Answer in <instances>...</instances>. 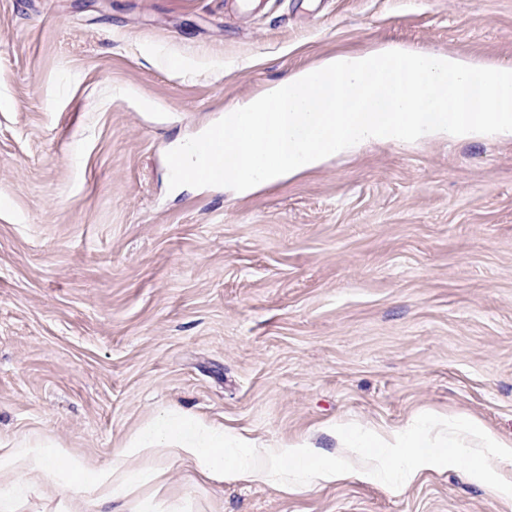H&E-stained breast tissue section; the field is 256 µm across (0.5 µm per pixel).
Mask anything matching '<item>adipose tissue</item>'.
<instances>
[{
	"label": "adipose tissue",
	"instance_id": "1",
	"mask_svg": "<svg viewBox=\"0 0 512 512\" xmlns=\"http://www.w3.org/2000/svg\"><path fill=\"white\" fill-rule=\"evenodd\" d=\"M335 432L372 461V468L363 474L366 480L393 477L403 484L425 469L461 468L496 494L512 496V484L495 481L490 466L494 459L512 462V444L500 441L476 418L444 420L425 415L389 434L353 424L336 426ZM171 459L194 465L206 475L220 473L228 480L251 479L279 489L284 486L279 476L288 469L299 470L314 485L343 476L334 457L308 443L257 448L224 427L173 411L160 412L139 428L110 466L91 468L49 441L26 439L0 454V472L40 470L50 479H61L78 497L95 496L113 502V512H125L122 501L130 485L145 474L162 477L164 463Z\"/></svg>",
	"mask_w": 512,
	"mask_h": 512
}]
</instances>
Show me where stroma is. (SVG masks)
Returning a JSON list of instances; mask_svg holds the SVG:
<instances>
[{
	"instance_id": "obj_1",
	"label": "stroma",
	"mask_w": 512,
	"mask_h": 512,
	"mask_svg": "<svg viewBox=\"0 0 512 512\" xmlns=\"http://www.w3.org/2000/svg\"><path fill=\"white\" fill-rule=\"evenodd\" d=\"M0 0V443L93 468L176 408L312 489L171 463L128 512H512L461 470L394 490L334 435L467 415L512 441V141L363 145L237 192L166 153L273 83L382 44L512 63V0ZM17 512H73L41 472Z\"/></svg>"
}]
</instances>
